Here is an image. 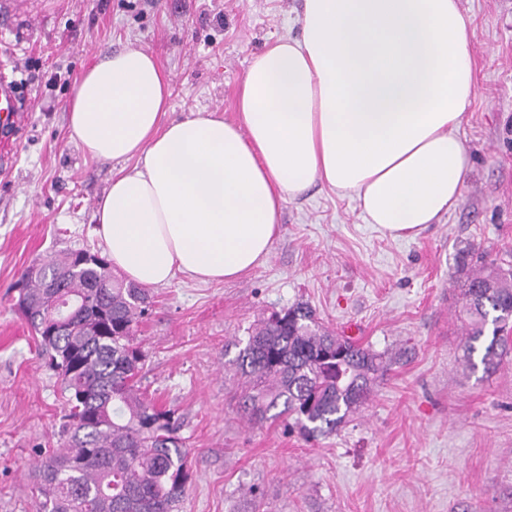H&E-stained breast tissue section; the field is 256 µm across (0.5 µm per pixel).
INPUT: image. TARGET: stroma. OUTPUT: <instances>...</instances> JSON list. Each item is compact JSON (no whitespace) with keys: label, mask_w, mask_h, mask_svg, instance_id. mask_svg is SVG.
Listing matches in <instances>:
<instances>
[{"label":"stroma","mask_w":512,"mask_h":512,"mask_svg":"<svg viewBox=\"0 0 512 512\" xmlns=\"http://www.w3.org/2000/svg\"><path fill=\"white\" fill-rule=\"evenodd\" d=\"M303 0H24L8 69L29 104L0 135V512H35L32 465L57 445L60 383L18 313L16 282L55 253L104 251L93 209L112 163L68 129L84 71L134 46L172 77V115L233 117L252 57L300 37ZM476 92L460 135L473 160L458 206L413 239L364 220L316 183L283 206L269 260L241 277L176 275L137 326L142 388L176 409L192 477L180 512H512V354L492 373L464 359L458 251L512 266V0H461ZM309 303L325 326L376 351L404 349L357 419L305 442L244 413L235 360L248 330Z\"/></svg>","instance_id":"stroma-1"}]
</instances>
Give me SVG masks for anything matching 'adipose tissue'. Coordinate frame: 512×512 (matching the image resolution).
Instances as JSON below:
<instances>
[{
	"label": "adipose tissue",
	"mask_w": 512,
	"mask_h": 512,
	"mask_svg": "<svg viewBox=\"0 0 512 512\" xmlns=\"http://www.w3.org/2000/svg\"><path fill=\"white\" fill-rule=\"evenodd\" d=\"M301 29L252 58L231 120L170 118L171 76L140 48L81 77L69 125L87 155L120 164L93 218L126 281H225L263 265L284 203L316 182L395 238L456 208L475 94L459 0H303Z\"/></svg>",
	"instance_id": "obj_1"
}]
</instances>
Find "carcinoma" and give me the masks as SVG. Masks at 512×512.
Segmentation results:
<instances>
[{
  "mask_svg": "<svg viewBox=\"0 0 512 512\" xmlns=\"http://www.w3.org/2000/svg\"><path fill=\"white\" fill-rule=\"evenodd\" d=\"M460 262L474 264L462 291L465 360L474 364L479 350L484 371L493 372L509 353L502 332L512 322V269L486 262L473 244L461 250ZM49 275L83 301L55 336L42 329L54 315ZM22 279L19 309L65 399L64 441L33 471L36 512H178L191 481L179 417L141 387L146 354L136 328L152 303L148 289L119 280L108 263L81 262L77 251L47 258ZM236 365L247 384L250 422L289 418L316 441L366 404L384 354L323 326L300 302L254 324Z\"/></svg>",
  "mask_w": 512,
  "mask_h": 512,
  "instance_id": "1",
  "label": "carcinoma"
}]
</instances>
